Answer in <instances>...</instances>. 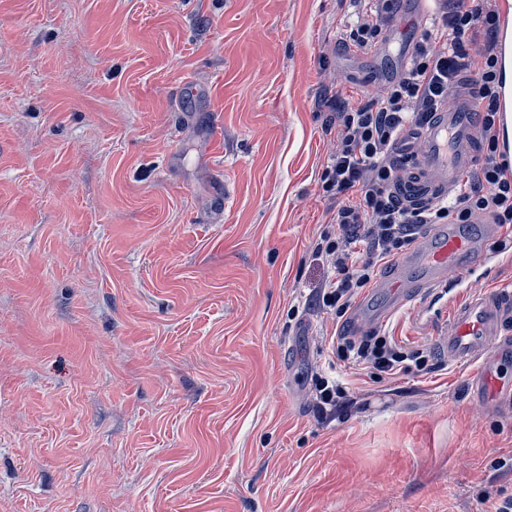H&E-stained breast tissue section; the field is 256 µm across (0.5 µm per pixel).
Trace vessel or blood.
<instances>
[{
	"instance_id": "vessel-or-blood-1",
	"label": "vessel or blood",
	"mask_w": 512,
	"mask_h": 512,
	"mask_svg": "<svg viewBox=\"0 0 512 512\" xmlns=\"http://www.w3.org/2000/svg\"><path fill=\"white\" fill-rule=\"evenodd\" d=\"M430 15V0H414L410 10H399L376 53L394 51L400 61H407L410 37L426 28ZM479 140V105L466 79L420 129L415 158L399 171L394 195L416 209L449 200L473 169ZM493 238L480 222L435 225L374 283L394 311L405 307L418 315L427 303L444 300L438 317L442 330L433 338L434 348L449 364L477 365L471 378L474 399L490 406L512 399V383L498 372L499 360L512 352V334L503 330L512 319V293L465 291L461 285L474 275L491 280L500 254Z\"/></svg>"
}]
</instances>
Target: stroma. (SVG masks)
<instances>
[{
  "instance_id": "35a3bbf8",
  "label": "stroma",
  "mask_w": 512,
  "mask_h": 512,
  "mask_svg": "<svg viewBox=\"0 0 512 512\" xmlns=\"http://www.w3.org/2000/svg\"><path fill=\"white\" fill-rule=\"evenodd\" d=\"M353 0H0V512H476L512 407L337 361L313 251ZM388 333L431 348L401 308ZM348 387L336 413L315 375Z\"/></svg>"
}]
</instances>
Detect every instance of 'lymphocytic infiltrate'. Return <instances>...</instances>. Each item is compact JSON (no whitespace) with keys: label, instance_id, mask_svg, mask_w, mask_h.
I'll return each instance as SVG.
<instances>
[{"label":"lymphocytic infiltrate","instance_id":"lymphocytic-infiltrate-1","mask_svg":"<svg viewBox=\"0 0 512 512\" xmlns=\"http://www.w3.org/2000/svg\"><path fill=\"white\" fill-rule=\"evenodd\" d=\"M357 3L349 40L363 50L377 43L393 21L394 0ZM497 25V14L487 0H456L417 39L404 73L368 102L343 101L336 106V149L320 181L323 192L342 197L343 202L333 218L335 235L324 236L314 255L329 271L318 303L338 322L331 343L340 361L378 376L428 370L425 349L377 330L350 331L361 290L380 265L416 241L423 225L467 224L483 218L512 231V163L497 158L500 72L492 40ZM464 73L472 78L481 108L486 161L476 182H462L451 201L426 211L409 210L390 190L403 163L399 148L414 128L429 121L437 103L455 90Z\"/></svg>","mask_w":512,"mask_h":512}]
</instances>
